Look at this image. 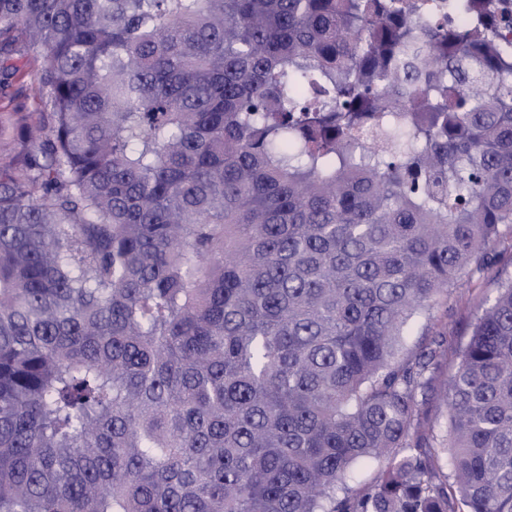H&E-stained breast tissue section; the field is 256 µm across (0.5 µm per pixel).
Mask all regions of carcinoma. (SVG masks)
Wrapping results in <instances>:
<instances>
[{
  "label": "carcinoma",
  "instance_id": "carcinoma-1",
  "mask_svg": "<svg viewBox=\"0 0 512 512\" xmlns=\"http://www.w3.org/2000/svg\"><path fill=\"white\" fill-rule=\"evenodd\" d=\"M0 512H512V48L440 0H0ZM386 460L364 489L343 477ZM42 60L15 53L3 62L0 58V79L3 68L13 73L0 88V167L15 169L27 150L20 138L23 131L39 120L43 110L37 76ZM495 260L482 273L476 274L470 288H454L448 297L441 296L430 316H419L413 322L408 336H404L407 351L415 350L435 332H443L448 339V351L444 358V376L450 374L457 356L455 345L465 341L471 331L473 313L479 301L495 294L497 281L512 274V248L510 234L491 247ZM442 377V379H443Z\"/></svg>",
  "mask_w": 512,
  "mask_h": 512
}]
</instances>
